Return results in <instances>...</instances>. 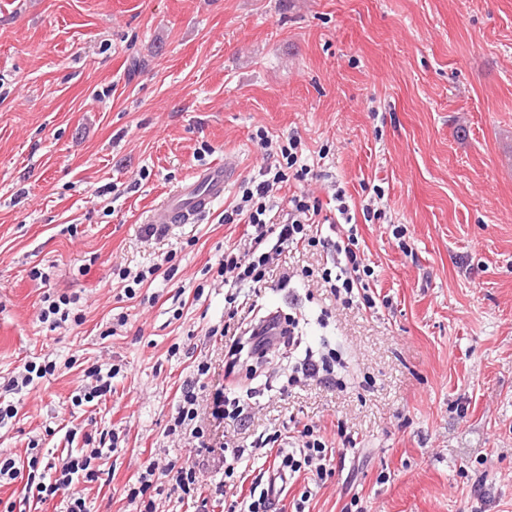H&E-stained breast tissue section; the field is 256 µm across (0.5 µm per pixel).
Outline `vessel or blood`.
Segmentation results:
<instances>
[{"label": "vessel or blood", "mask_w": 512, "mask_h": 512, "mask_svg": "<svg viewBox=\"0 0 512 512\" xmlns=\"http://www.w3.org/2000/svg\"><path fill=\"white\" fill-rule=\"evenodd\" d=\"M227 171L223 164H215L199 171L193 182L170 194L154 215L157 224L174 226L195 224L208 214L214 201L223 198Z\"/></svg>", "instance_id": "obj_1"}]
</instances>
